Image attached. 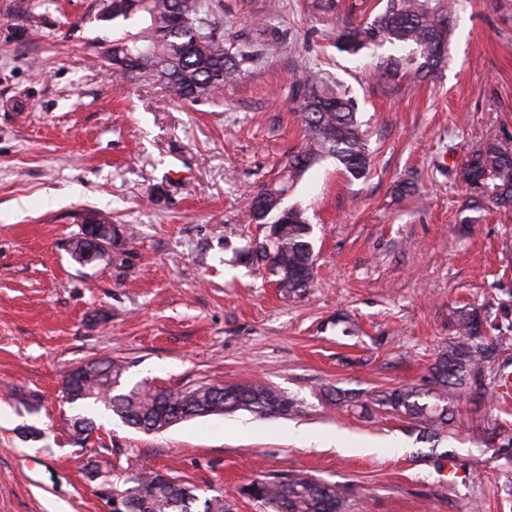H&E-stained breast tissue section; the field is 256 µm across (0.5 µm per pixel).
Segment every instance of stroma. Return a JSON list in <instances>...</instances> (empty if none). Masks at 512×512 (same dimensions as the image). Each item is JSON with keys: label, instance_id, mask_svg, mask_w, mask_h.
<instances>
[{"label": "stroma", "instance_id": "obj_1", "mask_svg": "<svg viewBox=\"0 0 512 512\" xmlns=\"http://www.w3.org/2000/svg\"><path fill=\"white\" fill-rule=\"evenodd\" d=\"M20 2L0 0V512H107L82 471L90 458L113 478L161 471L223 494L226 512H263L242 487L291 472L340 486L345 512H512V465L496 453L512 387L462 398L435 441L323 394L423 384L464 305L487 309L512 374V212L459 224L467 153L490 131L512 144V0H458L442 73L396 91L330 47L302 0H211L225 42L251 59L221 99L192 106L153 73L114 82L103 61L138 21L106 17L109 0ZM272 13L284 32L273 48L256 42ZM310 68L357 99L372 162L359 180L320 162L290 193L317 260L288 299L240 254L266 234L248 194L301 145L288 90ZM406 179L412 192L398 189ZM90 214L116 235L83 264L70 249ZM105 357L124 366L123 393L252 380L301 410L147 434L103 410L81 444L63 378ZM340 436L380 448L344 454Z\"/></svg>", "mask_w": 512, "mask_h": 512}]
</instances>
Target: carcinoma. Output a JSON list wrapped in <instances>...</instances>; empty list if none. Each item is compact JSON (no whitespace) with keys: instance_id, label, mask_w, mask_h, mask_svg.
I'll return each mask as SVG.
<instances>
[{"instance_id":"carcinoma-1","label":"carcinoma","mask_w":512,"mask_h":512,"mask_svg":"<svg viewBox=\"0 0 512 512\" xmlns=\"http://www.w3.org/2000/svg\"><path fill=\"white\" fill-rule=\"evenodd\" d=\"M374 15L336 29L333 47L347 56L375 58V71L385 82L433 80L445 63L441 48L449 44L454 28L456 0H380ZM202 0H112V17L140 14L144 26L112 44V69L134 75L142 66L160 67L157 75L179 100L189 104L215 99L224 83L248 61L243 52L224 47V35L202 16ZM291 101L301 113L303 146L288 155L282 174L262 185L258 197H249L251 220L258 224L282 221L285 194L316 163L332 160L353 179L366 176L371 165L368 140L357 120L358 103L338 80L310 71L292 87ZM462 181L473 208L484 201L512 209V146L488 136L468 158ZM242 257L265 263L277 277L284 294L294 296L314 277L312 225L303 211L285 225L283 233L265 247L259 243ZM455 340L430 367L429 388L402 386L370 402L336 390L326 397L336 406L368 411L375 405L407 417L430 437L440 438L453 425L455 407L467 394L489 396L490 386L504 375L495 368L499 349L485 340L488 317L477 308L455 312ZM123 366L100 359L76 375L67 373L64 393L69 403L102 404L128 427L143 433L158 432L173 423L248 411L261 417L299 412L300 402L281 391L253 382L202 384L184 390L143 386L114 393ZM72 434L82 439L94 422L86 416L71 419ZM89 481L112 490V500L126 505L124 512H225L224 496H201L198 488L158 471L140 473L124 483L102 478L97 463L88 461ZM249 498L269 512H344L345 500L338 486L305 474L255 479L243 487Z\"/></svg>"}]
</instances>
